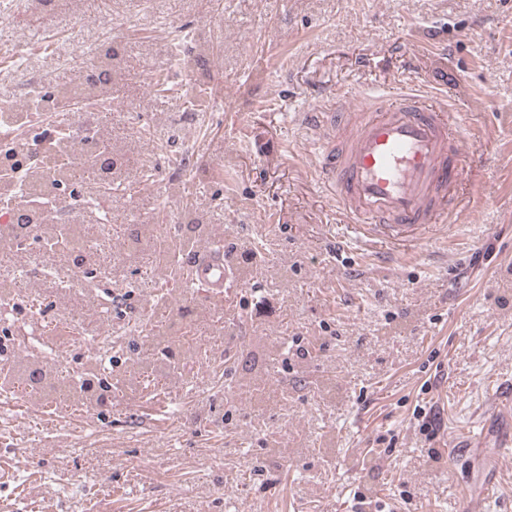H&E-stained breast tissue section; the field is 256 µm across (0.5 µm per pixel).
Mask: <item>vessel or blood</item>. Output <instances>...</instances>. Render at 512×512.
Wrapping results in <instances>:
<instances>
[{
  "instance_id": "1",
  "label": "vessel or blood",
  "mask_w": 512,
  "mask_h": 512,
  "mask_svg": "<svg viewBox=\"0 0 512 512\" xmlns=\"http://www.w3.org/2000/svg\"><path fill=\"white\" fill-rule=\"evenodd\" d=\"M423 93H361L358 110L315 104L299 113L315 151L314 172L346 227L368 240L406 245L450 210V188L467 170L461 113L422 105ZM190 283L216 301L236 281L222 235L193 255Z\"/></svg>"
}]
</instances>
